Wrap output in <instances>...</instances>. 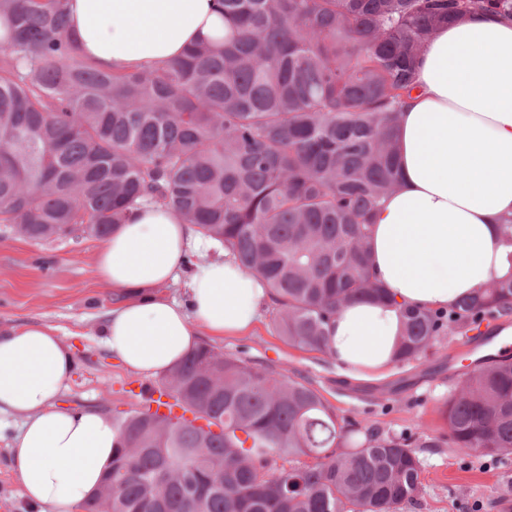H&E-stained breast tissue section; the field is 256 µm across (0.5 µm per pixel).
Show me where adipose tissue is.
Here are the masks:
<instances>
[{"label":"adipose tissue","instance_id":"obj_1","mask_svg":"<svg viewBox=\"0 0 512 512\" xmlns=\"http://www.w3.org/2000/svg\"><path fill=\"white\" fill-rule=\"evenodd\" d=\"M69 36L108 72L154 69L201 40L224 37L219 0H69ZM400 183L373 219L370 272L384 304L352 302L330 323L327 348L353 380L385 377L403 308L454 307L503 272L500 222L512 216V20L467 14L440 27L420 55L394 132ZM196 227L156 204L132 209L99 248V278L120 295L100 326L125 368L164 374L202 337L249 330L269 293L232 255L195 267ZM184 283L185 297L165 294ZM61 328L0 330V415L15 418L10 468L29 512H78L112 464L118 429L60 397L74 368Z\"/></svg>","mask_w":512,"mask_h":512}]
</instances>
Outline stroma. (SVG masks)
Segmentation results:
<instances>
[{"label":"stroma","instance_id":"stroma-1","mask_svg":"<svg viewBox=\"0 0 512 512\" xmlns=\"http://www.w3.org/2000/svg\"><path fill=\"white\" fill-rule=\"evenodd\" d=\"M100 245V240L73 236L35 243L0 224V328L42 323L71 332L75 372L61 402L112 415L135 409L143 390L158 380L126 370L100 343L101 319L112 306V292L95 270ZM275 316V310L266 309L251 332L214 341V348L310 381L346 420L425 442L442 430L440 411L458 374L469 370L476 357L469 339L444 336L426 357L394 365L384 379L351 381L322 354L288 345L276 331ZM14 430L13 420L0 421V512H27L9 465ZM416 455L422 493L408 512H512V498L502 491L512 460L426 445Z\"/></svg>","mask_w":512,"mask_h":512}]
</instances>
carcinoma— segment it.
Wrapping results in <instances>:
<instances>
[{
    "label": "carcinoma",
    "mask_w": 512,
    "mask_h": 512,
    "mask_svg": "<svg viewBox=\"0 0 512 512\" xmlns=\"http://www.w3.org/2000/svg\"><path fill=\"white\" fill-rule=\"evenodd\" d=\"M224 42L152 71L97 69L61 37L65 0H0V224L39 242L103 240L143 201L177 213L268 288L288 344L329 354L368 274L374 213L416 61L440 25L512 17V0H222ZM508 271L451 308L407 309L395 362L512 314ZM193 415L151 412L154 395ZM431 447L512 455V359L489 357L444 405ZM112 466L82 512H402L422 489L415 441L340 417L305 379L203 342L113 417ZM307 456L313 464H272Z\"/></svg>",
    "instance_id": "1"
}]
</instances>
